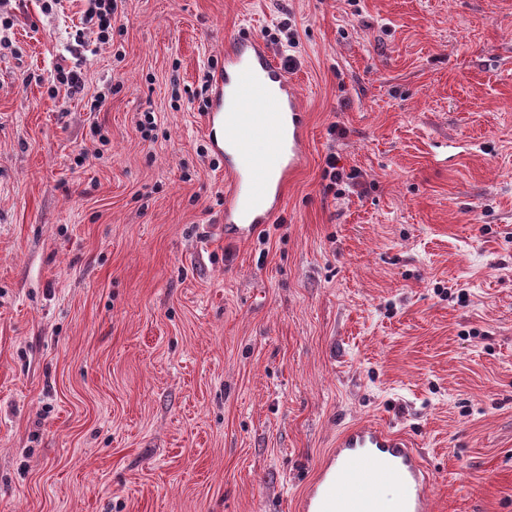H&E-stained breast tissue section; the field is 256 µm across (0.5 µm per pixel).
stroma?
Returning <instances> with one entry per match:
<instances>
[{
    "label": "stroma",
    "instance_id": "stroma-1",
    "mask_svg": "<svg viewBox=\"0 0 512 512\" xmlns=\"http://www.w3.org/2000/svg\"><path fill=\"white\" fill-rule=\"evenodd\" d=\"M86 8L0 0V512H299L366 420L429 512H512V0ZM243 28L306 155L228 241L197 91ZM88 8L84 12L83 20L96 27L97 38L106 43L112 35V20L118 14V2L122 0H86Z\"/></svg>",
    "mask_w": 512,
    "mask_h": 512
}]
</instances>
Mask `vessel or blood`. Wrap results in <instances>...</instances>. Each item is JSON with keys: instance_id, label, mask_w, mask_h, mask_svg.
Instances as JSON below:
<instances>
[{"instance_id": "b4317fda", "label": "vessel or blood", "mask_w": 512, "mask_h": 512, "mask_svg": "<svg viewBox=\"0 0 512 512\" xmlns=\"http://www.w3.org/2000/svg\"><path fill=\"white\" fill-rule=\"evenodd\" d=\"M204 124L224 141V237L245 240L280 213L305 153L300 87L255 36L231 38L212 78ZM236 103L227 106L226 93ZM391 480L399 512H428L431 476L419 449L371 422L343 430L299 501L300 512H379Z\"/></svg>"}]
</instances>
